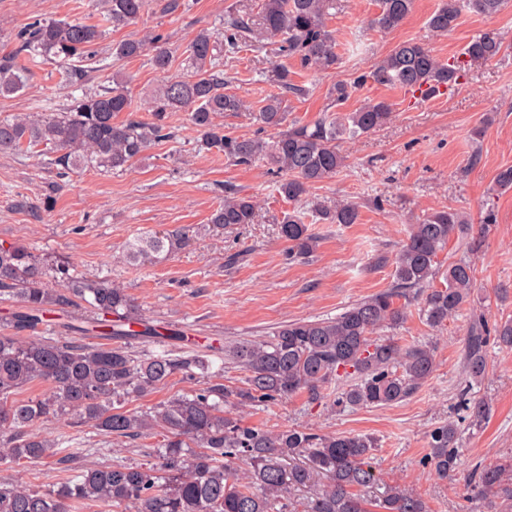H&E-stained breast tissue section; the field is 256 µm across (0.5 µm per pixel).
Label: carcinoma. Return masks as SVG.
I'll return each instance as SVG.
<instances>
[{"instance_id": "1", "label": "carcinoma", "mask_w": 512, "mask_h": 512, "mask_svg": "<svg viewBox=\"0 0 512 512\" xmlns=\"http://www.w3.org/2000/svg\"><path fill=\"white\" fill-rule=\"evenodd\" d=\"M146 0H100V23L35 19L15 35L17 47L0 57V95L25 88L29 66L40 62L58 68L61 78L81 95L61 112L19 113L0 119V153L32 152L40 147L49 164L61 173L83 169L126 170L156 141L170 137L169 114L188 113L199 134L201 149L237 165L266 161L285 174L279 192L290 201L301 200L309 189L333 178L345 157L338 141L372 132L391 119L384 101H368L353 112L323 111L310 122L287 124L280 94L268 96L256 119L264 128H288L270 140L224 132L217 118L226 112H246L248 106L225 91L224 56L241 44L278 43L281 55L294 58L314 71L329 70L338 61L336 40L328 29L329 10L336 0H261L256 15L227 11L220 37L206 29L196 32L186 47L184 72L166 78L147 98L148 119L114 118L134 111L126 82L90 89L75 63L90 56L107 29H122L137 19ZM414 0H378L379 12L371 25L383 32L398 27L409 16ZM505 0H440L428 20L429 29L445 35L458 25L463 9L491 17ZM503 43L494 33L471 40L465 59L442 60L420 42L404 41L357 84L371 80L424 97L460 84L472 61L498 57ZM116 58L149 57L154 69L166 73L172 63L163 38L150 35L124 40L112 47ZM271 81L284 92L306 94L292 82L288 68L271 69ZM254 197L229 190L210 216L215 228L252 224ZM327 224H354L359 210L351 201L315 208ZM468 222L456 212L435 211L410 229L394 258L396 284L389 290L350 305L331 319L294 320L269 335L239 342L224 350L248 372L247 386L229 389L219 382L224 364L215 363L209 350L173 356L171 340L187 339L186 331L162 332L142 316L127 290L107 278H90L70 271V263H51L22 245L0 243V297L17 299L19 309L4 317L11 333H0V460L18 466L55 459L69 470L75 457L66 435L47 437L28 428L39 422L77 415L99 432L116 439L160 437L157 462L148 467L122 460L86 468L67 476L57 489L42 492L30 486L0 484V512H71L72 504L97 512H274L273 505L293 490L317 487L303 512H430L418 494L389 485L367 499L360 491L379 482L372 465L373 438L359 434H317L298 429L272 432L245 426L225 407L242 408L286 399L299 393L312 402L324 399L332 380L352 379L341 393L350 407H382L406 400L434 371V349L429 345L404 348L390 339H374L382 327L395 328L408 316L411 299L421 297L420 315L442 328L470 301L476 288L474 267L458 262L440 270L438 256L451 237L463 234ZM288 254L308 256L317 237L297 215L279 226ZM190 240V229L147 231L124 244L126 262L154 264L174 254ZM443 276L446 286L433 285ZM57 277L59 287L49 286ZM81 306L85 317L69 314ZM62 319L63 337L39 335L47 316ZM94 336L100 342L84 344L72 336ZM494 339L512 348V319L489 329L484 316L475 319L465 341L464 369L468 383L487 372V344ZM159 350L139 354L133 343ZM210 378L207 386L174 395L141 411H129L132 398L152 392L191 368ZM39 383L47 387L37 400L19 401L15 395ZM471 423H484L490 405L483 398L462 395ZM458 427L448 422L429 434V456L423 464L442 479L458 467ZM478 486L512 504V481L504 468L490 466L478 474Z\"/></svg>"}]
</instances>
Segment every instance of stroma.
<instances>
[{"label":"stroma","mask_w":512,"mask_h":512,"mask_svg":"<svg viewBox=\"0 0 512 512\" xmlns=\"http://www.w3.org/2000/svg\"><path fill=\"white\" fill-rule=\"evenodd\" d=\"M166 0H149L131 25L107 31L96 45V59L84 62L88 85L126 80L134 105L162 75L147 57L116 59L100 69L98 58L113 44L163 34L173 55L172 73H181L183 52L200 29L219 30L226 11L257 13L260 0H189L187 8L168 12ZM439 0H415L414 8L396 29L372 28L377 0H336L328 26L336 36L339 61L335 69L313 72L299 61L281 60L272 48L244 47L224 63L228 92L243 97L250 111L225 113V132L254 137L259 126L251 113L266 96L277 93L266 72L283 62L296 84L307 93L285 95L289 120H314L327 107L354 111L370 100L391 103L390 121L356 139L341 141L346 161L336 176L314 185L304 202L293 204L278 192L280 177L264 163L235 166L200 150L197 133L185 112L170 113L174 139L156 142L142 160L117 173L85 171L59 176L45 156L0 153V243L26 246L35 254L69 258L79 273L105 277L127 289L153 324L185 328L192 343L222 347L244 338L267 335L273 328L298 319L333 318L351 304L392 288L394 255L411 224L426 214L448 210L466 217L473 230L454 238L439 259L448 265L470 262L476 288L470 303L441 330L430 327L418 309H411L397 330L381 329L401 346H433L436 367L409 398L383 407L331 406L339 388L328 384V400L310 402L294 395L245 408L244 424L271 431L297 428L318 434H368L377 441L373 465L381 484H400L421 495L431 512H512L493 494L472 489L474 473L486 466L512 461V349L490 344L488 373L472 394L489 401L491 415L472 425L459 401L464 387L463 341L473 314L488 322L512 318V189L495 184L500 169L512 167V2L486 17L463 11L448 35L429 31L427 22ZM91 0H0V56L15 47L14 35L37 18L90 21ZM486 32L498 33L502 53L475 62L450 92L423 98L399 88L372 82L356 85V77L382 60L397 44H426L440 59L461 56L466 44ZM345 83L350 95L333 104L330 91ZM72 87L62 82L55 67H31L26 87L0 96V118L33 111L36 103L51 101L67 107ZM233 188L260 203L256 223L213 229L209 218ZM52 196L51 210L40 204ZM339 199L359 206L354 224H325L311 208L317 202ZM305 213L319 238L317 249L304 259L288 256L278 223L288 213ZM187 227L186 247L160 263L133 265L121 257L123 245L149 230ZM455 422L463 450L461 465L448 479H438L423 466L429 433ZM35 433H66L73 449L87 448L75 462L95 467L110 443L113 459L134 465L155 460L156 441L105 440L88 424L63 419L34 425ZM63 476L53 463H30L20 468L0 462V482H20L44 491L56 489Z\"/></svg>","instance_id":"35a3bbf8"}]
</instances>
